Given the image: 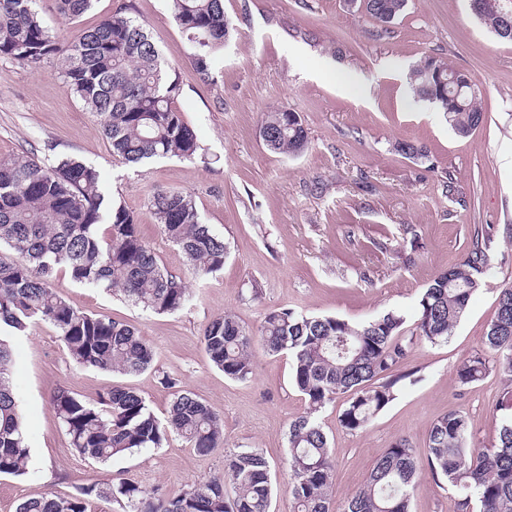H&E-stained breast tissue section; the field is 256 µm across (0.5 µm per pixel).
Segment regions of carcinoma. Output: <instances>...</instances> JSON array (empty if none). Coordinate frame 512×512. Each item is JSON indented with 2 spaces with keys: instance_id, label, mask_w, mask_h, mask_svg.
<instances>
[{
  "instance_id": "1",
  "label": "carcinoma",
  "mask_w": 512,
  "mask_h": 512,
  "mask_svg": "<svg viewBox=\"0 0 512 512\" xmlns=\"http://www.w3.org/2000/svg\"><path fill=\"white\" fill-rule=\"evenodd\" d=\"M93 0H59L70 19ZM174 21L194 39L193 63L207 75L224 48L230 20L224 0H170ZM407 0H366L365 15L383 26L403 12ZM35 0H0V56L39 65L57 61L67 91L98 120L112 152L132 164L177 157L191 160L197 136L174 106L177 79L165 71L144 25L121 9L64 45L43 26ZM414 96L434 98L448 124L466 137L483 121L479 88L469 73L428 57L410 76ZM260 128L273 152L297 156L309 145L298 113L286 106L262 113ZM165 236L183 253L195 275L223 269L224 238L202 223L192 194L160 192L147 204ZM491 236L478 235L461 262L437 274L421 292L412 327L398 311L362 323L336 316H312L290 309L268 311L257 332L235 316H216L202 343L214 367L243 381L252 374L250 350L288 355L291 381L308 412L288 426V495L293 512H410L419 473L428 468L456 494V512H512V284L500 289L497 315L485 337V352L463 359L457 383L470 386L491 372L504 382L493 411L498 437L489 448L471 445L465 415L449 412L431 426L426 451L418 455L405 438L394 440L363 485L334 505L336 464L329 439L315 414L340 395L353 396L339 416L341 427L360 431L396 399L397 373L415 341H448L489 266ZM0 476H23L31 462L24 417L11 382L12 339L37 322L52 325L79 364L124 375L152 363L153 350L136 328L73 308L54 286L58 271L89 288L119 292L155 314H173L189 300L182 273L166 268L141 236L125 206L110 200L100 172L70 157L46 163L35 156L0 158ZM172 399L161 423L133 388L116 386L95 404L61 388L52 405L72 446L104 463L134 448H157L168 430L203 455L224 447L218 413L180 381L164 375ZM274 482L269 462L254 449L224 455V472L170 497L158 489L92 483L61 497L37 491L17 512H89L94 499H112L124 512H271Z\"/></svg>"
}]
</instances>
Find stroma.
Segmentation results:
<instances>
[{
	"label": "stroma",
	"mask_w": 512,
	"mask_h": 512,
	"mask_svg": "<svg viewBox=\"0 0 512 512\" xmlns=\"http://www.w3.org/2000/svg\"><path fill=\"white\" fill-rule=\"evenodd\" d=\"M121 8L146 22L175 73L176 106L197 134L199 155L128 165L113 154L95 114L66 90L55 63L2 56L0 157L73 156L98 169L162 263L185 274L191 298L176 313L155 314L57 276L71 306L133 325L154 357L146 371L126 376L77 364L45 323L14 339L12 378L31 462L26 475L0 476V512H16L37 491L69 496L110 480L175 495L223 472L225 454L245 448L263 452L276 473L272 512H292L288 424L307 403L291 383L290 360L256 346L250 377L227 379L201 342L207 323L230 313L253 330L271 309L353 322L389 310L413 317L423 288L462 260L481 229L493 234L490 266L448 342L413 345L401 366L412 380L363 431L340 426L341 398L318 421L330 439L340 498L396 438L423 449L432 424L448 412L467 417L475 446L494 443L502 381L492 373L462 387L455 367L482 350L499 290L512 283V42L498 39L468 0H407L385 32L349 0H224L234 30L206 76L169 0H94L75 20L58 12L56 0L36 4L44 26L69 40ZM429 56L479 81L485 119L472 135L458 136L433 104L413 98L410 72ZM281 105L308 131L301 155L272 152L259 137L262 112ZM398 140L422 146L425 158L399 154ZM170 189L191 192L203 223L223 236V270L189 274L182 252L155 224L148 201ZM166 374L219 413L223 451L199 454L172 432L161 447L106 463L76 452L51 404L57 389L93 402L123 384L162 419L171 401L160 384ZM454 504V492L426 471L410 512H453Z\"/></svg>",
	"instance_id": "stroma-1"
}]
</instances>
